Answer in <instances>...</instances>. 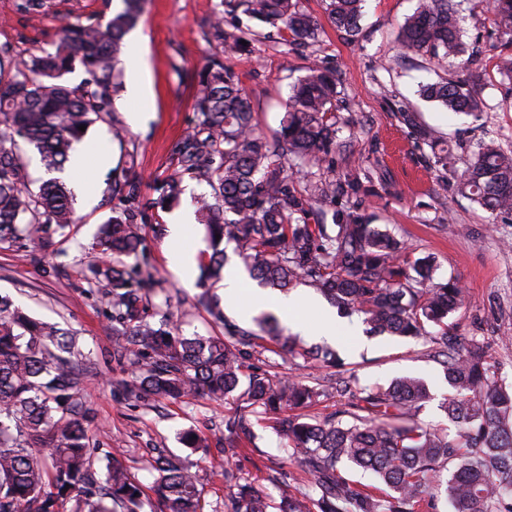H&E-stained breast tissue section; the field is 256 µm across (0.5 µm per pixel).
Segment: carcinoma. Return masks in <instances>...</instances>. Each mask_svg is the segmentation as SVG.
<instances>
[{
	"instance_id": "cac0c4a2",
	"label": "carcinoma",
	"mask_w": 512,
	"mask_h": 512,
	"mask_svg": "<svg viewBox=\"0 0 512 512\" xmlns=\"http://www.w3.org/2000/svg\"><path fill=\"white\" fill-rule=\"evenodd\" d=\"M365 0H325L336 30L348 39L360 33ZM224 13L241 11L263 26L289 35L290 49L318 42L320 26L301 0H223ZM16 11L39 16L47 0H15ZM499 35L497 71L512 81V0H488ZM143 0H123V8L104 24L62 27L50 50L14 63L13 75L0 80V239L51 244V229H63L74 216L66 183L49 178L33 193L17 140L36 149L49 172H61L74 143L98 119L112 120L124 37L139 22ZM461 0H419L399 28L405 54L457 69L467 63ZM212 27L224 47L237 48L236 31ZM81 66L87 78L71 86L64 76ZM340 78L320 64L291 86L280 128L261 133L254 108L232 66L211 60L198 75L194 119L173 153L177 172L159 186L162 198L182 193L181 177L205 182L212 201L203 202L200 223L210 253L201 282L224 276V241L250 275L286 292L299 283L317 288L340 314H358L366 333L417 338L426 328L443 363L448 393L440 410L455 427L450 436L421 419L433 399L428 382L403 376L386 386L352 389L338 377L330 388L349 396L348 408L324 420L297 412L321 395L295 377L255 373L241 386L246 349L269 339L279 351L303 364L339 369L337 349L303 347L278 327L274 316L258 330L224 323L222 336H185L166 322L155 325L141 315L138 285L151 280L148 268L118 261L93 270L95 282L112 297L113 358L132 368L121 382L128 399L177 401L204 394L215 401L236 399L262 409L274 420L287 447L304 465L309 491L283 495L276 502L262 487L238 483L232 512H422L445 493L451 512H512V382L498 373L485 346L448 335L445 319L464 300L453 280L435 278L434 258L410 263L404 243L381 230L365 214L363 201L336 208L358 195L361 184L346 173L334 175L341 154ZM420 95L448 112L484 118L477 77L442 78L421 86ZM429 168L448 170L451 154L437 132L421 125L414 112L400 113ZM457 191L493 215H512V150L496 138L477 144L457 182ZM153 203L112 210L95 247L107 256H138V225L148 222ZM332 212L333 227L324 224ZM82 354L70 334L37 321L0 297V512H142L144 493L120 462L98 481L85 424L90 409L80 393ZM50 449L49 466L30 452ZM153 490L160 512H201L195 477L177 458L155 460ZM369 474L363 484L348 472Z\"/></svg>"
}]
</instances>
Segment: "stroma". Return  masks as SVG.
Masks as SVG:
<instances>
[{"mask_svg": "<svg viewBox=\"0 0 512 512\" xmlns=\"http://www.w3.org/2000/svg\"><path fill=\"white\" fill-rule=\"evenodd\" d=\"M13 2L0 0V76L5 78L11 75L12 58L56 40L63 26L109 18L122 6L121 0H51L48 15L30 21L15 11ZM219 3L145 0L139 24L124 38V56L148 52L153 119L145 127L128 129L121 140L113 138L109 121L89 126L83 145L94 157H108L109 163H91L79 171L91 194L75 199L77 223L54 234L52 245L44 249L26 240L0 243V296L34 319L69 330L83 354L80 387L93 415L87 430L98 471L119 459L148 488L155 479L150 466L155 450H168L196 474L203 512H227L228 470L238 480L263 486L275 498L306 491L300 463L254 413L248 416L250 436L229 446L224 419L236 413V403L204 397L162 404L126 399L117 383L127 372L112 357V303L91 282L89 269L102 261L91 247L93 239L121 205L110 191L113 174L128 172L141 201L158 198V184L177 169L172 145L194 117L197 74L213 58L225 59L238 72L258 128L268 135L279 127L296 78L321 61L337 69L347 109L356 119L344 133L347 148L336 160L337 173L369 175L374 194L366 203L376 224L402 240L411 257L434 256L438 279L462 281L467 294L448 320V333L482 341L503 377L512 382V216L492 215L455 189L457 171L467 166L484 134L512 146V85L495 68L496 36L484 0H465L463 5L466 38L479 41L484 49L478 88L489 109L482 123L420 98L419 83L437 80L446 71L420 57H403L400 51L397 31L417 0H368L361 34L353 43L330 24L323 0H302L322 31L313 47L290 55L284 51L282 32L259 26L241 13L225 16L224 25L236 29L244 45L225 53L208 25ZM402 112L416 113L422 124L447 140L455 158L453 170L437 175L428 169L423 152L399 121ZM182 186L179 200L151 209L141 229L138 260L153 275L147 296L149 321L166 318L184 334L200 336L223 334L228 321L253 327V319H240L229 308L225 321H217L199 301V275L184 282L169 269L167 226L182 212H198L208 191L206 184L188 175ZM344 358L361 387L386 385L408 374L430 379L434 399L422 417L443 421L439 402L448 385L429 339L353 336ZM245 364L298 376L312 386L325 384L328 377L326 370L302 368L289 356L261 349L250 352ZM188 428L204 435L207 447L183 448L180 434Z\"/></svg>", "mask_w": 512, "mask_h": 512, "instance_id": "stroma-1", "label": "stroma"}]
</instances>
